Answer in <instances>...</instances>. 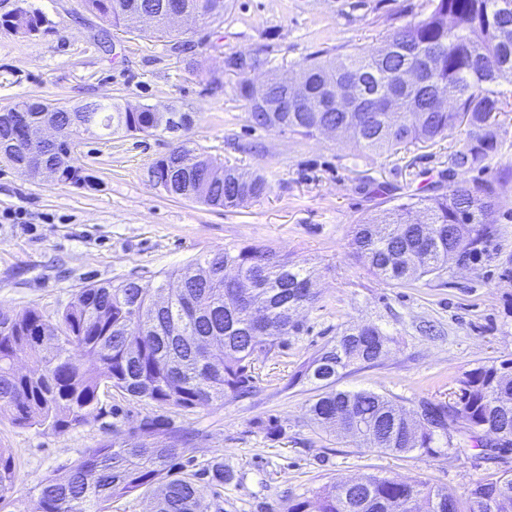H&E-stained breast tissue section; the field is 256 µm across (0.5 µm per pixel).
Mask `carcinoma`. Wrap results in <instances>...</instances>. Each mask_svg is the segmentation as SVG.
<instances>
[{"instance_id":"obj_1","label":"carcinoma","mask_w":512,"mask_h":512,"mask_svg":"<svg viewBox=\"0 0 512 512\" xmlns=\"http://www.w3.org/2000/svg\"><path fill=\"white\" fill-rule=\"evenodd\" d=\"M169 0H83L86 10L114 27L143 32L136 11L154 10L150 31L169 34L162 7ZM206 23L224 16L226 0H183ZM227 68L238 76L236 95L247 102L257 126H274L312 137L322 124H340L334 137L363 151L385 153L401 145L434 143L454 134L453 168H485L501 153L499 116L512 102L496 90L512 76V0H426L420 13L395 28L373 51L314 53L283 85H256L245 68L266 63L264 50L244 62L232 54ZM31 122L52 121L60 142L41 149L58 182L81 185L83 170L67 154L74 134L125 130L147 135L187 130L190 123L161 120L113 101L100 112H48L25 98L0 112V157L28 160L14 131L15 113ZM215 160L185 144L159 158L160 176L183 173L194 199L236 208L265 195L256 171L224 167L211 180ZM493 185L451 182L442 192L410 195V202L363 219L351 246L363 265L386 282L440 277L448 264L475 263L496 236ZM179 287L142 288L134 281L87 284L52 321L58 335L39 336L45 315L0 309V417L18 427L63 434L101 413L100 395L113 391L159 406L194 410L250 391L254 361L288 345L303 326L298 310L313 305L312 272L268 247L232 246L196 258L179 273ZM392 338L374 324L350 326L309 359L300 376L318 394L308 412L320 429L367 448L432 455L446 444L455 456H485L512 448V362L485 365L461 381L452 403L423 401L419 423L393 398L372 390L337 388L353 364H376ZM140 430L162 441L109 437L89 449L63 475H47L26 504L17 496L12 450L0 448V512H112V502L152 491L153 512H224L219 493L205 499L198 479L215 487L233 479L220 462L190 469L191 438L182 430L145 421ZM367 489L347 483L320 487L315 512H512V475L473 483L465 495L422 481L365 476Z\"/></svg>"}]
</instances>
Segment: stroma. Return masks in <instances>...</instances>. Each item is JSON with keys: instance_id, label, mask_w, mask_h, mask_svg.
<instances>
[{"instance_id": "stroma-1", "label": "stroma", "mask_w": 512, "mask_h": 512, "mask_svg": "<svg viewBox=\"0 0 512 512\" xmlns=\"http://www.w3.org/2000/svg\"><path fill=\"white\" fill-rule=\"evenodd\" d=\"M50 27L22 40L0 27V110L32 97L73 107L115 100L174 108L193 122L190 147L259 170L269 190L239 208L173 198L148 176L176 143L171 133L122 131L80 137L76 162L91 185L33 179L0 160V308L55 316L89 283L133 280L146 288L195 258L233 245L266 246L314 269L318 300L300 311L303 331L285 349L254 362L252 391L204 409L102 397V414L65 434L0 418V446L12 449L18 489L34 499L43 476L64 472L111 432L143 440L140 422L192 433L198 463L223 462L236 475L224 512H287L331 482L366 474L422 480L464 494L476 481L512 474V450L484 460L450 452L396 454L318 429L308 403L314 385L297 374L346 327L379 325L392 337L373 367L352 366L341 388L386 394L410 412L448 402L469 371L512 360V112L501 117L502 154L467 173L499 193L498 234L477 264L400 285L356 258L353 228L428 186H447L457 136L372 154L328 136L301 138L254 126L227 56L265 45V75L290 71L309 55L379 47L423 0H230L224 18L198 24L191 49L178 38H149L109 27L81 0H29ZM198 68L189 71L188 60ZM223 83L211 87V72ZM272 419L276 438L260 429Z\"/></svg>"}]
</instances>
